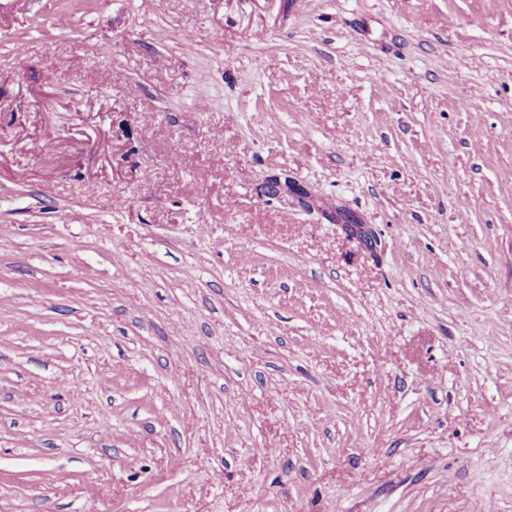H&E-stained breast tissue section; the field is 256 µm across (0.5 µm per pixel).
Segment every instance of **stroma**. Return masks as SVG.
I'll return each instance as SVG.
<instances>
[{
  "label": "stroma",
  "mask_w": 512,
  "mask_h": 512,
  "mask_svg": "<svg viewBox=\"0 0 512 512\" xmlns=\"http://www.w3.org/2000/svg\"><path fill=\"white\" fill-rule=\"evenodd\" d=\"M0 512H512V0H0ZM288 194L295 196L301 204L308 208L313 206L310 192L288 177L282 181L278 176H270L263 183V197L280 198Z\"/></svg>",
  "instance_id": "35a3bbf8"
}]
</instances>
